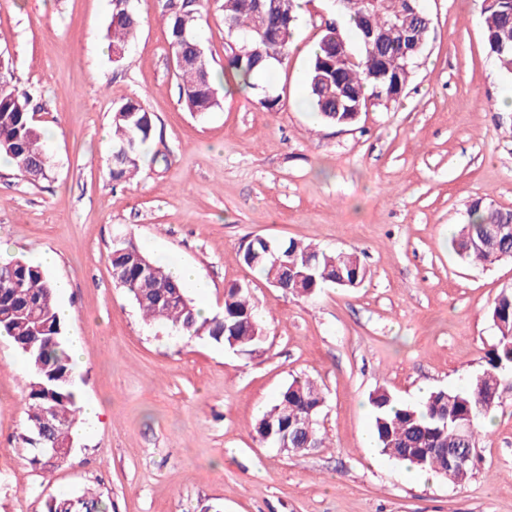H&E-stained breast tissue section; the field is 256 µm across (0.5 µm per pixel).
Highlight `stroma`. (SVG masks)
Returning a JSON list of instances; mask_svg holds the SVG:
<instances>
[{
	"label": "stroma",
	"instance_id": "35a3bbf8",
	"mask_svg": "<svg viewBox=\"0 0 512 512\" xmlns=\"http://www.w3.org/2000/svg\"><path fill=\"white\" fill-rule=\"evenodd\" d=\"M428 43L400 99L355 124L318 122L306 101L309 45L329 0H307L291 54L264 81L276 111L221 93L184 112L159 0H130L136 38L114 57L111 0H0V57L34 96L47 179L0 164V261L36 262L70 290L65 336L83 339L81 421L66 461L35 469L24 441L26 362L0 336V512H46L53 498L99 492L108 512H512V371L469 479L432 480L368 448L370 396L417 405L462 390L486 367L488 309L512 287V260L468 264L450 246L483 198L512 211V79L486 55L482 0H424ZM137 99L156 117L139 174L117 185L112 112ZM314 242L366 265L360 286L308 298L271 287L242 260L249 239ZM132 240L193 267L214 313L246 286L265 324L260 353L146 323L112 278ZM317 382L323 445L290 456L260 442L257 418L293 377Z\"/></svg>",
	"mask_w": 512,
	"mask_h": 512
}]
</instances>
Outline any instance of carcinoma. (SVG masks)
<instances>
[{"mask_svg":"<svg viewBox=\"0 0 512 512\" xmlns=\"http://www.w3.org/2000/svg\"><path fill=\"white\" fill-rule=\"evenodd\" d=\"M203 0L183 10L162 5L161 16L168 28L173 52L174 74L178 80L179 101L191 113L210 112L220 105L219 89L234 82L254 90L256 102L268 111L280 104L257 83L252 74L283 63L291 53L298 21L295 0H277L276 11L261 19L257 0H222L229 44L227 66L219 79L211 68L199 74L193 67L179 64L180 57L192 58L201 45L200 21ZM485 43L499 72L512 77V0H483ZM344 16L353 26L328 25L321 30L318 50L312 56L307 73V102L320 122L350 125L357 120L355 105L365 96H389L399 86H407L417 53L400 54L402 28L415 25L408 15L407 0H357ZM139 17L112 0L107 36L110 47L125 48L137 33ZM380 35L379 39L369 32ZM112 166L114 182H127L140 170L141 149L155 134L153 113L138 100H128L112 113ZM0 153L12 162L18 176L33 181L47 178L50 157L44 148V134L35 124L30 97L20 90L14 70H0ZM512 211L491 202L477 201L469 209V221L462 225L454 247L465 262L494 263L512 258ZM492 224L504 225L499 237L491 239ZM261 254L251 262L249 255ZM288 262V272L275 269L274 257ZM244 263L257 269L275 288L285 294L309 297L319 288L332 284L338 288H356L368 271L357 256L345 252H326L312 244L295 240L251 239L242 255ZM112 276L129 294L143 320L160 322L175 332L206 337L243 355L260 351L266 336L252 304L248 289L232 285L224 291V310L211 318L199 317L194 300L171 275L166 266L144 254L132 241L113 245L109 256ZM11 314L0 320V333L9 336L30 370L27 429L36 438V427L51 408L64 420L57 438L73 436L79 419L78 390L74 367L64 344L63 323L56 304L54 282L41 266L17 260L0 266V308ZM498 331L495 344L487 351L486 368L464 391L430 392L416 406L401 404L385 391L370 396L373 429L381 452L401 463L438 475L448 471L446 448H476L478 420L491 409V390L504 370L512 366V288H504L489 308ZM323 397L314 381L294 379L280 392L275 404L265 411L254 426L260 441L280 447L279 435L270 428L295 424L307 415L317 416ZM472 420L463 434L456 424ZM309 444L322 445L318 431L312 438L302 434L288 439L282 452L296 454ZM438 452L427 453L425 449ZM48 512H107L102 496L84 492L78 496L55 498Z\"/></svg>","mask_w":512,"mask_h":512,"instance_id":"1","label":"carcinoma"}]
</instances>
